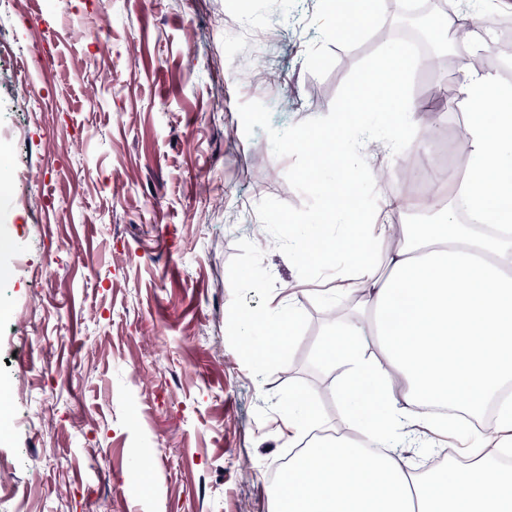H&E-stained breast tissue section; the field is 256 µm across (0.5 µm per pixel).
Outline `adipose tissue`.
<instances>
[{
    "instance_id": "1",
    "label": "adipose tissue",
    "mask_w": 512,
    "mask_h": 512,
    "mask_svg": "<svg viewBox=\"0 0 512 512\" xmlns=\"http://www.w3.org/2000/svg\"><path fill=\"white\" fill-rule=\"evenodd\" d=\"M460 91L474 104L464 148L474 165L465 180L470 220L446 210L425 224L362 220L369 178L364 153L335 136L307 139L340 157L329 174L346 194L333 214L338 242L355 271L347 290L357 316L328 327L322 354L340 378L336 437L312 438L320 416L306 393L288 402L283 424L300 452L277 481L268 512H512V467L495 453L512 445V95L495 67L469 68ZM409 72L399 46L381 50L370 93L352 112L411 117L419 106L403 89ZM397 247L384 251L388 238ZM446 429L468 438L465 462L437 466L423 434Z\"/></svg>"
}]
</instances>
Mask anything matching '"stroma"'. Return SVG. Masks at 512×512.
I'll list each match as a JSON object with an SVG mask.
<instances>
[{"instance_id":"stroma-1","label":"stroma","mask_w":512,"mask_h":512,"mask_svg":"<svg viewBox=\"0 0 512 512\" xmlns=\"http://www.w3.org/2000/svg\"><path fill=\"white\" fill-rule=\"evenodd\" d=\"M373 30L341 38L325 0H0V512H267L288 455V397L322 420L342 408L320 346L326 289L302 280L256 206L305 198L238 105L283 130L326 115ZM417 71L441 137L418 115L400 161L361 213L408 189L397 163L471 165L464 122ZM294 287L290 338L265 364L241 350L239 313ZM152 459L147 487L127 479Z\"/></svg>"}]
</instances>
